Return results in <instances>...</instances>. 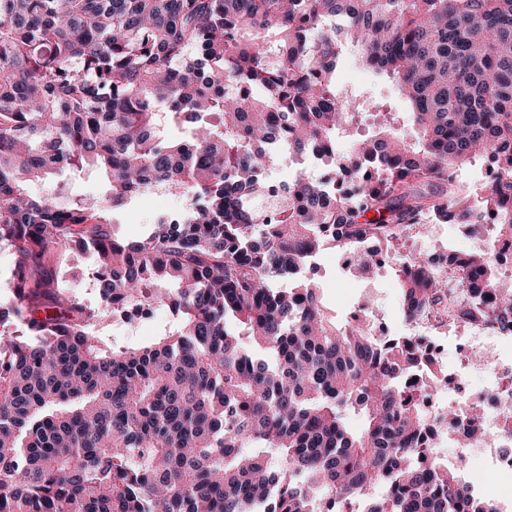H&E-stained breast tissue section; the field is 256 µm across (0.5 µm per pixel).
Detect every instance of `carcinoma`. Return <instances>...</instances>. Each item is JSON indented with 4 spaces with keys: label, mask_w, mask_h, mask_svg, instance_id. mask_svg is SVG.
I'll use <instances>...</instances> for the list:
<instances>
[{
    "label": "carcinoma",
    "mask_w": 512,
    "mask_h": 512,
    "mask_svg": "<svg viewBox=\"0 0 512 512\" xmlns=\"http://www.w3.org/2000/svg\"><path fill=\"white\" fill-rule=\"evenodd\" d=\"M345 47L408 102L370 137L362 95L336 84ZM284 149L331 176L281 184L268 214ZM476 159L491 172L473 197L456 173ZM66 169L103 191H32ZM151 187L180 213L114 236ZM426 215L491 237L407 259L405 318L512 330L495 262L512 0H0V512H356L371 489L363 512H498L435 456L432 422L469 441L479 409L429 418L448 378L418 338L373 336L364 303L336 323L306 276L327 245L373 269ZM57 250L95 257L98 306L49 272ZM159 306L176 329L150 346L90 331Z\"/></svg>",
    "instance_id": "1"
}]
</instances>
